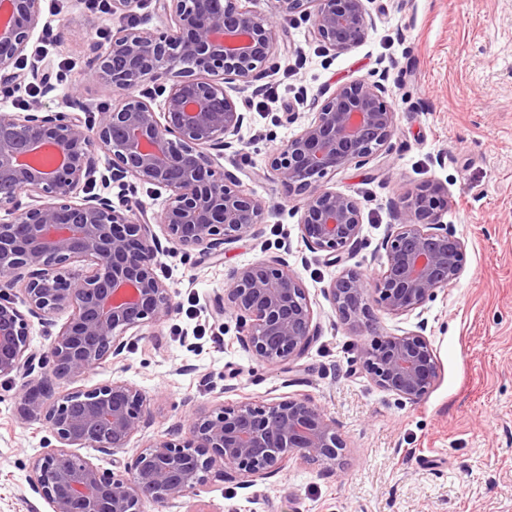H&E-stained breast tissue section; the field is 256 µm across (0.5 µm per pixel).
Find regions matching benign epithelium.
<instances>
[{
	"label": "benign epithelium",
	"instance_id": "7a95c632",
	"mask_svg": "<svg viewBox=\"0 0 512 512\" xmlns=\"http://www.w3.org/2000/svg\"><path fill=\"white\" fill-rule=\"evenodd\" d=\"M43 0H0V95L30 78L52 90L51 73L21 68L42 17ZM149 0H110L112 13L132 16ZM368 0H273L257 13L247 0H154L165 30L134 24L105 40L90 39L83 84L119 102L85 111L32 105L0 112V377L26 379L21 419L42 420L57 441L30 463L28 483L51 512H146L196 493L212 478L252 486L300 459L342 464L346 443L336 422L306 398L286 396L256 406L218 401L187 416L184 434L156 435L132 458L102 472L74 448L113 454L153 423L140 389L125 379L54 392L52 380L76 382L123 351L146 327L169 320L176 305L155 257L171 245L218 257L224 245L255 237L272 206L220 167L224 151L244 143L241 90L264 79L279 54L278 20L303 16L327 51L361 43L373 25ZM163 97L154 105L149 87ZM379 80L340 85L314 116L279 145L269 172L280 198L297 201L301 238L324 261L339 265L360 242V202L326 187L327 178L389 149L397 116ZM109 159L100 171V155ZM127 189L153 185L169 196L161 212L140 201L119 205L95 194L96 181ZM35 200L24 203L22 197ZM448 188L420 184L399 197L397 220L381 243L386 262L370 279L343 269L325 288L339 318L370 321L372 303L395 317L455 287L466 265L465 241L440 216ZM88 263L76 271L75 262ZM19 289L27 312L15 306ZM66 312L49 349L51 375H35L30 318L49 323ZM236 318L240 348L273 369L303 359L320 335L298 272L281 255L230 271L213 315ZM362 368L380 390L421 400L439 377V363L420 331L384 336L362 350Z\"/></svg>",
	"mask_w": 512,
	"mask_h": 512
}]
</instances>
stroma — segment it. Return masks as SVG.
I'll use <instances>...</instances> for the list:
<instances>
[{"mask_svg": "<svg viewBox=\"0 0 512 512\" xmlns=\"http://www.w3.org/2000/svg\"><path fill=\"white\" fill-rule=\"evenodd\" d=\"M369 9L366 39L336 54L321 50L302 18L281 22L287 51L263 80L279 100L245 92V141L220 161L247 173L253 195L273 203L262 234L212 259L158 253L175 313L131 342L120 364H105L82 381L135 383L154 416L149 438L219 400L306 398L335 419L347 443L344 467L326 472L291 461L248 488L211 480L165 512H512V0H371ZM42 19L69 23L71 37L41 65L64 61L71 70L53 91L34 83L0 99L2 112L37 102L69 111L85 40L126 21L91 11L84 0H43ZM358 78L384 79L398 130L390 151L328 179L363 211L361 242L347 267L379 273L380 244L397 221L399 194L434 181L448 189L442 221L465 241L466 269L455 288L421 311L393 317L377 306L374 322L354 330L324 297L338 267L307 248L293 204H277L266 172L272 150L299 130L317 101ZM290 109L298 114L291 123ZM281 253L301 276L321 325L318 341L290 369L251 357L236 341L235 318L212 316V298L229 271ZM417 329L441 371L426 397L412 403L376 388L358 356L376 337ZM22 388L21 378L0 377V512H50L28 474L31 459L56 440L44 423L21 421Z\"/></svg>", "mask_w": 512, "mask_h": 512, "instance_id": "obj_1", "label": "stroma"}]
</instances>
